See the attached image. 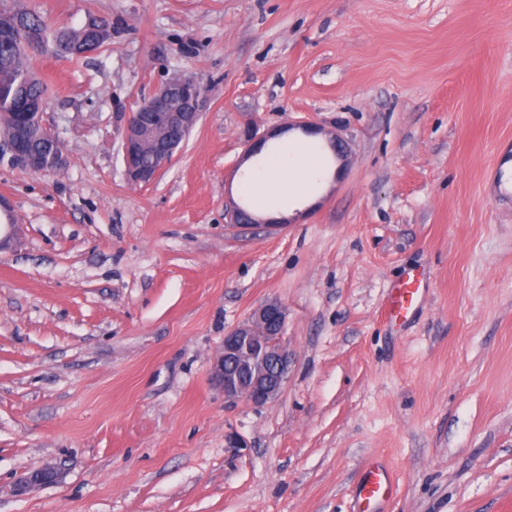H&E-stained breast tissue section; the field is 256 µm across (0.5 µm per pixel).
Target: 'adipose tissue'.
<instances>
[{
    "instance_id": "adipose-tissue-1",
    "label": "adipose tissue",
    "mask_w": 512,
    "mask_h": 512,
    "mask_svg": "<svg viewBox=\"0 0 512 512\" xmlns=\"http://www.w3.org/2000/svg\"><path fill=\"white\" fill-rule=\"evenodd\" d=\"M331 159L330 150L314 149L311 138L284 133L247 162L242 189L257 198L255 213L275 219L288 217L298 203L312 201L311 190L324 184Z\"/></svg>"
}]
</instances>
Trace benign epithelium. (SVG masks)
Segmentation results:
<instances>
[{"label": "benign epithelium", "mask_w": 512, "mask_h": 512, "mask_svg": "<svg viewBox=\"0 0 512 512\" xmlns=\"http://www.w3.org/2000/svg\"><path fill=\"white\" fill-rule=\"evenodd\" d=\"M202 94L200 84L190 78L174 77L144 100L120 131L125 175L131 184L153 182L171 163L180 138H185L199 119ZM51 147L46 155L29 147L34 129ZM149 152L157 163L142 161ZM0 163L27 173H42L63 168L67 163L58 136L44 121V104L27 103L13 116L12 135L0 140ZM231 224H257L246 210L233 203L226 208ZM286 312L271 300L259 307L249 321L224 335L213 376L224 392V401H246L262 407L275 400L288 381L291 357L282 342ZM57 472L44 466L20 477L22 490L55 482Z\"/></svg>", "instance_id": "7a95c632"}]
</instances>
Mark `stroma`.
Instances as JSON below:
<instances>
[{"label":"stroma","instance_id":"obj_1","mask_svg":"<svg viewBox=\"0 0 512 512\" xmlns=\"http://www.w3.org/2000/svg\"><path fill=\"white\" fill-rule=\"evenodd\" d=\"M1 8L120 28L31 59L66 168L0 164L20 226L0 250V512H353L372 458L389 512H512V201L486 194L512 145V0ZM174 75L201 117L131 185L118 129ZM300 121L345 144L330 185L279 229L226 223L248 136ZM414 268L429 291L392 325ZM269 300L288 381L225 402L224 334ZM48 463L56 482L18 491ZM428 282L420 269H410L391 288L386 310L391 319L408 322L418 309L427 291Z\"/></svg>","mask_w":512,"mask_h":512}]
</instances>
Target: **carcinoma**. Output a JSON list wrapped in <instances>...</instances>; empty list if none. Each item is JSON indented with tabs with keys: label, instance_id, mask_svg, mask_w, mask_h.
Listing matches in <instances>:
<instances>
[{
	"label": "carcinoma",
	"instance_id": "1",
	"mask_svg": "<svg viewBox=\"0 0 512 512\" xmlns=\"http://www.w3.org/2000/svg\"><path fill=\"white\" fill-rule=\"evenodd\" d=\"M19 26H9L0 31V134L7 132L10 116L18 111L23 100L44 98L43 85L32 76L26 64L29 54L46 50L58 54V48L66 43L77 48L76 56L94 46H102L104 38L90 18V26L51 30L37 14L18 15Z\"/></svg>",
	"mask_w": 512,
	"mask_h": 512
}]
</instances>
